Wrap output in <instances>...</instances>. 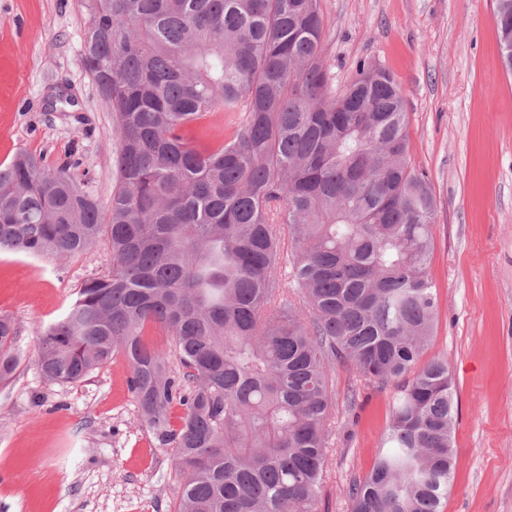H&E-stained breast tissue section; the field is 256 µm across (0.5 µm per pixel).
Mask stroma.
I'll return each instance as SVG.
<instances>
[{"label": "stroma", "mask_w": 512, "mask_h": 512, "mask_svg": "<svg viewBox=\"0 0 512 512\" xmlns=\"http://www.w3.org/2000/svg\"><path fill=\"white\" fill-rule=\"evenodd\" d=\"M324 60L343 89L358 62L400 83L409 163L432 185L431 276L438 319L424 359L447 360L458 398L453 485L443 512H512V74L496 0H321ZM88 0H0V165L26 152L67 166L108 204L117 183L112 112L82 60ZM105 241L69 258L0 251V316L19 367L0 385V512H174L173 451L141 421L123 355L76 383L34 365L42 330L80 284L108 272ZM354 372L336 365L335 427L320 512H347L391 413L393 388L345 405Z\"/></svg>", "instance_id": "stroma-1"}]
</instances>
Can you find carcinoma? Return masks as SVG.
I'll return each instance as SVG.
<instances>
[{
	"label": "carcinoma",
	"instance_id": "obj_1",
	"mask_svg": "<svg viewBox=\"0 0 512 512\" xmlns=\"http://www.w3.org/2000/svg\"><path fill=\"white\" fill-rule=\"evenodd\" d=\"M83 63L111 103L118 185L103 208L65 168L0 166V250L64 258L105 238L39 338L51 383L118 353L181 472L175 512H318L335 424L331 371L393 387L381 449L349 512H441L452 482L448 363L421 362L437 317V212L408 160L407 112L361 63L332 94L320 0H90ZM500 46L512 0H497ZM236 114L232 136L190 131ZM172 337L173 353L147 330ZM0 317V382L19 366ZM175 355L178 371L171 368ZM181 410L172 423L173 409Z\"/></svg>",
	"mask_w": 512,
	"mask_h": 512
}]
</instances>
